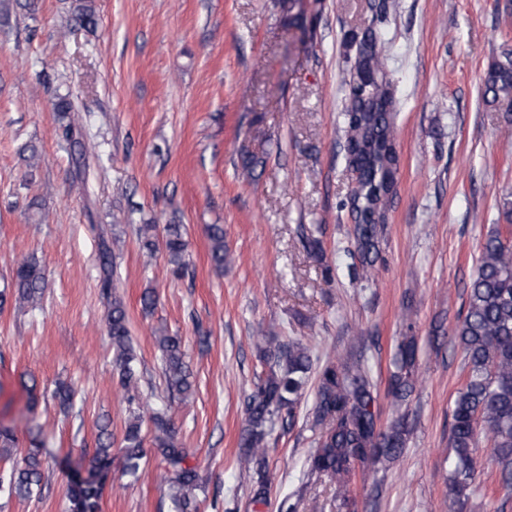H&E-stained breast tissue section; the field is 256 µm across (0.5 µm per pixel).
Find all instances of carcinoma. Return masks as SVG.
<instances>
[{
  "mask_svg": "<svg viewBox=\"0 0 512 512\" xmlns=\"http://www.w3.org/2000/svg\"><path fill=\"white\" fill-rule=\"evenodd\" d=\"M357 44L353 62L344 78V146L348 167L354 179L349 204L353 217V236L361 267L359 279L372 276L379 256V243L392 199L391 182L399 171L394 124L395 95L388 57L380 48L381 35L376 24L354 36ZM484 99L488 103L512 104V56L493 63L484 78ZM157 226L138 227L141 248L152 257L158 247L168 255L173 272L184 266L186 241L180 224H167L159 238ZM210 260L224 267L226 246L224 227H208ZM104 276L102 294L109 300L107 331L112 339L114 364L121 386L138 389L140 377L130 339L128 316L122 300L113 293L112 273L107 251H102ZM11 288L17 299L33 307L44 293L42 268L32 257L17 263ZM463 353V381L456 391L451 411L448 445L452 464L448 495L465 507L473 488L485 479L512 488V225L492 231L484 240L475 274L470 282L465 310L451 331ZM163 374L169 392L187 397L193 389L191 372L184 361L181 339L157 337ZM260 357L269 364L266 379L257 386L246 404V427L241 436L242 463L257 467L258 488L253 501L263 503L268 479L263 470L269 425L282 413L292 414L312 370L308 348L291 341L274 348L257 343ZM418 382L417 343L405 337L393 358V371L387 395L403 405ZM377 391L362 361L353 353L327 360L318 373L315 426L318 435L315 451L309 458L310 471L336 483V499L344 512H357L351 485L356 478L377 472L378 464L398 458L410 433L408 415L400 413L391 422L380 424L376 410ZM154 446L168 474V495L177 512H197L191 491L197 486V473L187 463L186 449L177 444L169 418L151 416ZM143 417L134 413L128 419L119 452L123 473L138 477L146 457L142 435ZM486 438L498 474H486L474 456L479 438ZM112 452L111 433L99 428L94 461L102 463ZM51 480L37 451L15 460L9 471L0 475V493L7 497L28 498ZM103 486L90 479L77 484L72 494L73 512H97Z\"/></svg>",
  "mask_w": 512,
  "mask_h": 512,
  "instance_id": "1",
  "label": "carcinoma"
}]
</instances>
